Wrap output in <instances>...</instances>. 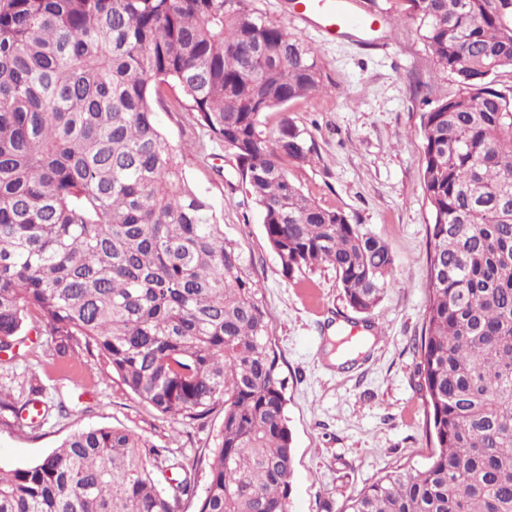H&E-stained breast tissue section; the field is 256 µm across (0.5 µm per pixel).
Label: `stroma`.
<instances>
[{
  "mask_svg": "<svg viewBox=\"0 0 512 512\" xmlns=\"http://www.w3.org/2000/svg\"><path fill=\"white\" fill-rule=\"evenodd\" d=\"M353 3L371 13L373 31L330 39L315 25L294 21L291 0H251L266 21L286 26L310 49L324 85L321 93L265 113L262 133L285 117L304 129L315 154L308 163L284 161L289 179L322 207L366 225L392 251L390 282L370 313L348 307L330 266L284 277L233 156L195 113L156 109L165 136L183 150L189 182L247 257L268 313L288 382L290 512H340L386 471L420 465L433 451L416 372L432 222L422 186V115L457 85L437 69L416 24L405 17L404 0ZM344 330L357 349L340 363L331 343ZM34 387L50 413L35 431L0 423V465L38 461L74 431L107 426L165 449L171 464L194 463L197 488L205 490L222 409L199 421H173L87 354L61 368L51 337L41 330L27 336L16 357L0 353V394L21 402Z\"/></svg>",
  "mask_w": 512,
  "mask_h": 512,
  "instance_id": "1",
  "label": "stroma"
}]
</instances>
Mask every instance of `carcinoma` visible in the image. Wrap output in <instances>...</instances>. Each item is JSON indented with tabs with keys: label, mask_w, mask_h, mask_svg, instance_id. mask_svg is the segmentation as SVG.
<instances>
[{
	"label": "carcinoma",
	"mask_w": 512,
	"mask_h": 512,
	"mask_svg": "<svg viewBox=\"0 0 512 512\" xmlns=\"http://www.w3.org/2000/svg\"><path fill=\"white\" fill-rule=\"evenodd\" d=\"M457 92L423 114L433 222L417 373L433 453L340 512H512V0H405ZM177 89L234 156L281 273L327 263L358 313L394 259L277 162L309 161L290 119L260 117L324 90L318 64L250 0H0V352L41 326L62 361L83 348L128 391L179 421L224 411L197 512H289L286 380L239 246L224 237L168 141L153 100ZM0 396L31 430L49 408ZM161 449L90 427L41 460L0 468V512H180Z\"/></svg>",
	"instance_id": "carcinoma-1"
}]
</instances>
